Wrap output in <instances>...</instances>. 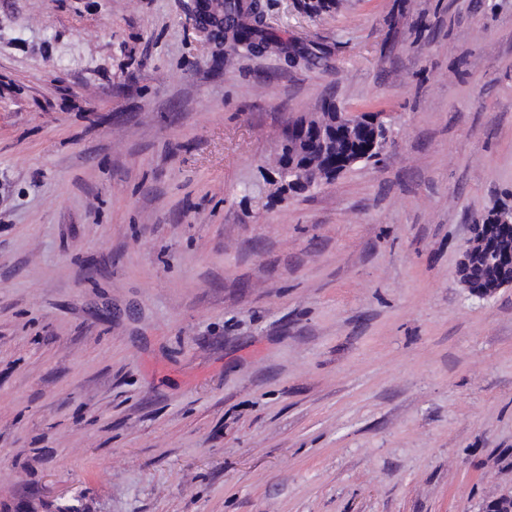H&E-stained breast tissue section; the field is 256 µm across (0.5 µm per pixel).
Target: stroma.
Segmentation results:
<instances>
[{
	"instance_id": "1",
	"label": "stroma",
	"mask_w": 512,
	"mask_h": 512,
	"mask_svg": "<svg viewBox=\"0 0 512 512\" xmlns=\"http://www.w3.org/2000/svg\"><path fill=\"white\" fill-rule=\"evenodd\" d=\"M0 0V512H485L512 497V0ZM384 112L380 161L274 194L282 127ZM199 21L207 16L210 25L219 27L232 22L233 40L239 48L259 53L281 40L266 21L264 6L260 0H224L212 9L209 3L199 4ZM492 232L491 224L470 225L469 236L464 242L461 258L455 270L456 280L468 292L472 286L474 267L478 264L477 259L481 256ZM493 249L489 254V257L483 256L481 260L480 277L477 279V287L485 288V292L488 296L495 294L502 288L512 287V273L511 277L504 279L499 278L492 282V288H486L496 275V270L499 267H506L509 269L508 257L512 253V229L508 227H499L493 234Z\"/></svg>"
}]
</instances>
